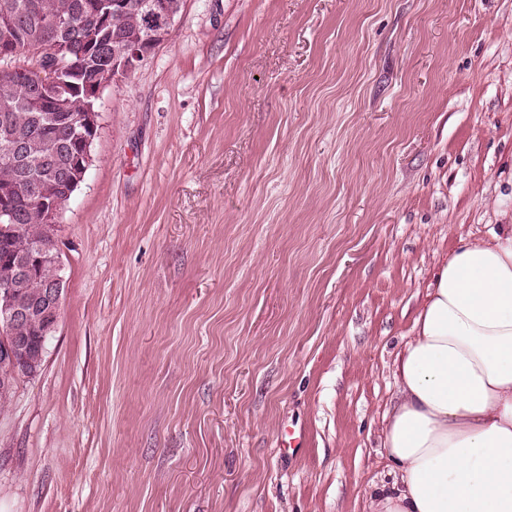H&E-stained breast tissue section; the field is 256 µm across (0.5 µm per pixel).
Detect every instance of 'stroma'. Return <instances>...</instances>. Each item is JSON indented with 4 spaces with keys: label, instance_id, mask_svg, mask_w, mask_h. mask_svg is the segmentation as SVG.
<instances>
[{
    "label": "stroma",
    "instance_id": "stroma-1",
    "mask_svg": "<svg viewBox=\"0 0 512 512\" xmlns=\"http://www.w3.org/2000/svg\"><path fill=\"white\" fill-rule=\"evenodd\" d=\"M91 153L0 512H370L437 264L512 224V0H186Z\"/></svg>",
    "mask_w": 512,
    "mask_h": 512
}]
</instances>
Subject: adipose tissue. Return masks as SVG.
Wrapping results in <instances>:
<instances>
[{"mask_svg": "<svg viewBox=\"0 0 512 512\" xmlns=\"http://www.w3.org/2000/svg\"><path fill=\"white\" fill-rule=\"evenodd\" d=\"M371 512H512V225L441 263L395 360Z\"/></svg>", "mask_w": 512, "mask_h": 512, "instance_id": "obj_1", "label": "adipose tissue"}]
</instances>
